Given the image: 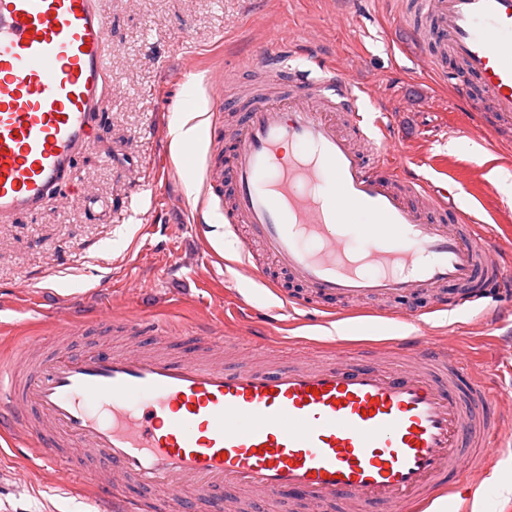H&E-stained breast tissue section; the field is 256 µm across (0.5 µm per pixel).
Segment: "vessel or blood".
<instances>
[{
	"label": "vessel or blood",
	"mask_w": 512,
	"mask_h": 512,
	"mask_svg": "<svg viewBox=\"0 0 512 512\" xmlns=\"http://www.w3.org/2000/svg\"><path fill=\"white\" fill-rule=\"evenodd\" d=\"M464 76L490 104L492 134L512 127V0H417ZM271 32L243 64L260 74L238 108L222 83L213 105L241 109L228 166L205 170L200 202L227 189L228 231L239 238L236 271L269 285V264L314 298L360 303L428 294L436 311L512 287L507 256L489 226L449 205L447 187L412 173L394 149L367 162L331 117L357 130V82L345 64L321 76L287 67ZM108 22L98 0H0V221L50 212L60 185L95 137L109 100ZM363 250L350 242L352 232ZM49 332L78 340L85 321L60 311ZM98 324L151 334L177 353L111 345L48 350L18 337L0 363V436L34 439L37 457L63 482L79 460L95 461L101 512H170L184 491L223 512L224 491L259 493L266 512L286 500L358 512H415L459 475L474 443L501 429L486 415L483 382L457 354L422 334L394 348L388 370L356 353L349 362L305 348L273 369L228 368L212 353L220 336L151 322L140 311L99 315ZM135 482L142 495L126 493Z\"/></svg>",
	"instance_id": "obj_1"
}]
</instances>
